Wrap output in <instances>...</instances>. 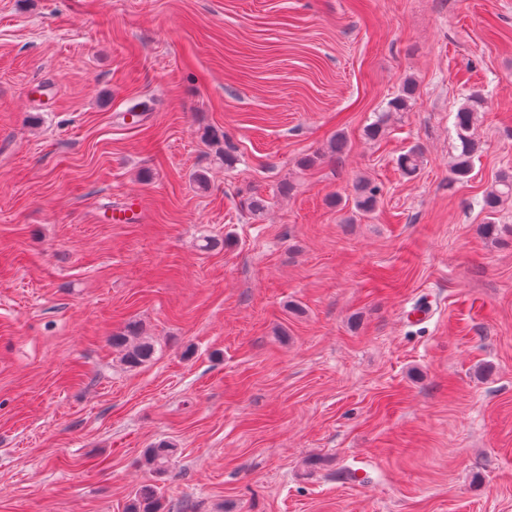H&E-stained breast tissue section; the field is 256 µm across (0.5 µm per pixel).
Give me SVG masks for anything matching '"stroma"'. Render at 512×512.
<instances>
[{
  "instance_id": "obj_1",
  "label": "stroma",
  "mask_w": 512,
  "mask_h": 512,
  "mask_svg": "<svg viewBox=\"0 0 512 512\" xmlns=\"http://www.w3.org/2000/svg\"><path fill=\"white\" fill-rule=\"evenodd\" d=\"M507 170L512 0H0V512H512ZM415 86L412 82L407 81L399 95L395 97L389 104V112L383 113L379 118L369 126L368 134L372 137H376L385 131V127L388 124V120L392 116V112H403L407 110L411 102L414 100ZM484 103L483 96L474 92L455 114L454 128L459 142L456 146L458 154L453 157L449 167L450 173L457 179L465 177L471 169L472 157L478 149L473 137V127ZM512 200V172H501L482 198V208L494 215L504 202ZM139 333L135 330H131L126 336L118 335L112 336V345L123 351V360L130 367H138L148 361H150L155 353V348L152 342L146 339H139V341L133 342Z\"/></svg>"
}]
</instances>
